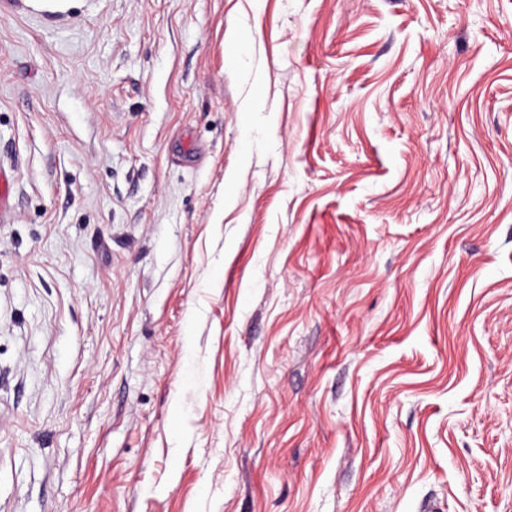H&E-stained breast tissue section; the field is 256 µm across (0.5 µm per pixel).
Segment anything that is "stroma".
I'll use <instances>...</instances> for the list:
<instances>
[{
  "mask_svg": "<svg viewBox=\"0 0 512 512\" xmlns=\"http://www.w3.org/2000/svg\"><path fill=\"white\" fill-rule=\"evenodd\" d=\"M512 512V0H0V512Z\"/></svg>",
  "mask_w": 512,
  "mask_h": 512,
  "instance_id": "35a3bbf8",
  "label": "stroma"
}]
</instances>
